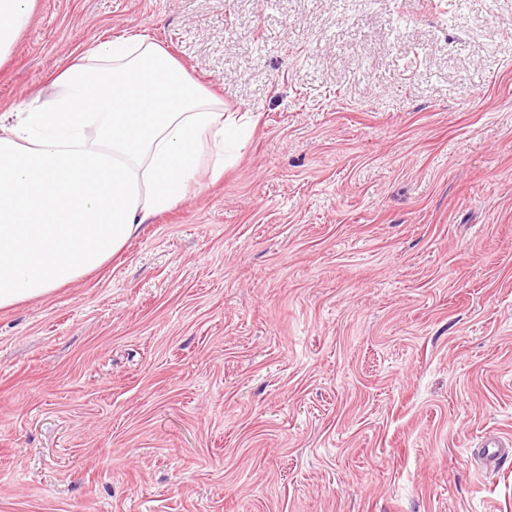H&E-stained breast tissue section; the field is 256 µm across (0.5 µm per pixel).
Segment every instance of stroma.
<instances>
[{
	"instance_id": "obj_1",
	"label": "stroma",
	"mask_w": 512,
	"mask_h": 512,
	"mask_svg": "<svg viewBox=\"0 0 512 512\" xmlns=\"http://www.w3.org/2000/svg\"><path fill=\"white\" fill-rule=\"evenodd\" d=\"M133 33L255 125L0 309V512H512V0H37L0 113Z\"/></svg>"
}]
</instances>
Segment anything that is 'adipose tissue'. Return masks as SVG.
<instances>
[{
  "label": "adipose tissue",
  "instance_id": "1",
  "mask_svg": "<svg viewBox=\"0 0 512 512\" xmlns=\"http://www.w3.org/2000/svg\"><path fill=\"white\" fill-rule=\"evenodd\" d=\"M36 0H0V64ZM48 98L0 122V309L105 265L142 224L224 172L244 123L160 42L130 35L80 51Z\"/></svg>",
  "mask_w": 512,
  "mask_h": 512
}]
</instances>
